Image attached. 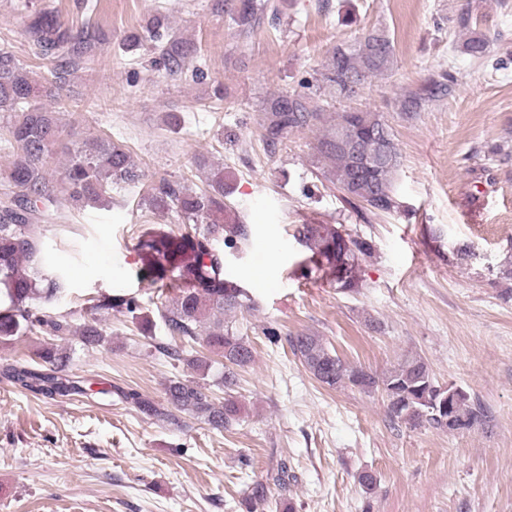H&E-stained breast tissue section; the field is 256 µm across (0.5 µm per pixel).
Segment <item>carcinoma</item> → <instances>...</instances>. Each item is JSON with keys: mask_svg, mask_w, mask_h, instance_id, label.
<instances>
[{"mask_svg": "<svg viewBox=\"0 0 512 512\" xmlns=\"http://www.w3.org/2000/svg\"><path fill=\"white\" fill-rule=\"evenodd\" d=\"M474 5L457 16V24L466 32L460 52L473 59H482L490 47L486 34L473 24ZM224 14L240 37L251 35L267 15L279 19L278 6L270 0H224ZM22 34L29 41L33 55L39 59H61L71 65L86 61L96 43V33L86 24L78 31L63 26L47 10L19 15ZM161 16L154 17L142 31L127 37V47L137 49L147 41L158 43L168 71L176 74L186 66L193 52L183 38L165 32ZM395 44L388 31L372 27L362 32L351 44H337L327 52L322 69L314 71L301 82V90L279 93L266 99L263 107L262 137L273 147L289 132L299 129L319 130L316 146L320 175L336 185L343 199L356 209L374 214L391 213L398 208L396 178L400 154L392 128L384 117L372 111H344L327 120L330 97L352 99L349 83H366L393 70ZM459 84L457 72L444 69L430 75L420 84L405 91L395 102L397 111L411 115L421 112L429 103L452 95ZM62 85L39 83L33 71L8 49L0 48V113L8 116L4 128L16 146L13 160L0 170V179L13 190L10 201L0 206V338L12 337L23 330H42L59 336L69 329L64 318L39 314L31 306L34 300L46 303L63 297L67 288L59 276L42 267V255L36 234L37 223L57 209V194L67 196L75 206L99 202L110 197L112 185L135 183L141 173L123 145L112 139H83L79 133L69 134L70 143H61L62 126L56 112L43 99L62 100ZM348 123L359 132V142L375 145L381 140L384 159L370 175L359 176L353 154L336 144L340 130ZM65 154V163L55 180L50 178L48 163L58 154ZM224 169L209 173L207 189L197 193L181 182L163 178L151 188L145 199L150 209L173 214L180 224H191L184 233L150 230L137 242L140 260L138 277L150 286L173 290V307L161 314L167 334L173 338L194 340L201 318L216 317L206 333V342L224 358V405L217 407L208 395L209 388L197 382L173 381L167 387L172 409L160 407L137 390L121 391L122 398L151 420L177 423L173 411L192 412L205 417L215 429H227L242 413L237 397L235 368L247 366L253 357L249 338L224 324V316L248 307L249 298L234 283L224 278V262L214 246L221 237L224 246L234 247L248 239L247 226L242 224L224 203ZM296 239L308 252L312 270L319 272L336 287L356 291L361 278L355 271L361 256L371 254L372 243L342 232L333 224H300ZM124 308L133 313L137 300L127 296L102 295L93 309L109 312ZM80 336L85 344L101 342L103 329L97 319L83 324ZM293 354L319 382L335 388L345 384L362 392L394 388L402 391L408 403L400 408L387 403V414L395 425L409 428L429 426L441 428L435 417V406L443 394L432 371L419 354L402 356L393 367L377 375L361 365L342 360L326 341L312 334L289 339ZM158 351L191 368L206 370L210 364L195 356L184 357L180 346L161 343ZM43 364L16 361L0 368V376L36 395L47 398L80 395L91 398L112 393L110 389H93L88 379L63 374L69 356L49 348L42 356ZM454 415L472 428L485 426L489 415L485 407L467 391L454 406ZM288 463L283 461L274 474L254 477L246 487L245 502L250 512L262 509L276 512L284 508L292 512L293 503L270 497V485L288 490Z\"/></svg>", "mask_w": 512, "mask_h": 512, "instance_id": "cac0c4a2", "label": "carcinoma"}]
</instances>
